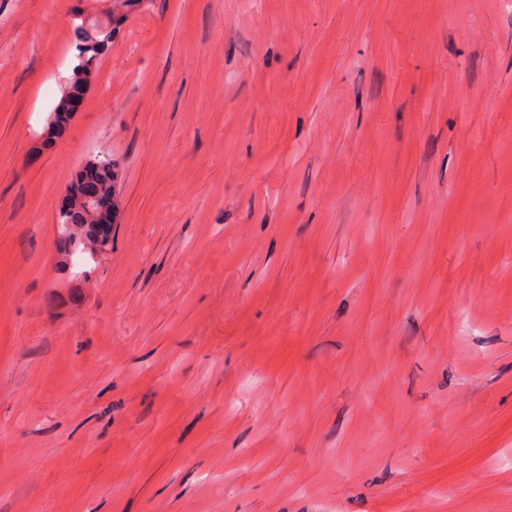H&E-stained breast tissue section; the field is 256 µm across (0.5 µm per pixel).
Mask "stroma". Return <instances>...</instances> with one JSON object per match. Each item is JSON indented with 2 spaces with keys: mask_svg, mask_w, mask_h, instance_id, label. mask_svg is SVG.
Masks as SVG:
<instances>
[{
  "mask_svg": "<svg viewBox=\"0 0 512 512\" xmlns=\"http://www.w3.org/2000/svg\"><path fill=\"white\" fill-rule=\"evenodd\" d=\"M0 512H512V0H0ZM74 36L77 63L72 67L67 86L53 110L54 116L48 124L44 141L47 146L52 145L63 133V124L71 114L67 112H69L72 92L74 90L86 91L95 82L98 62L111 35L109 32L88 30L83 26H78ZM84 180H92L97 184L101 193L112 196L103 197L93 188H86V198L93 201L99 215L102 218L109 215L112 209V224L119 213L120 204L117 191L118 172L117 167L110 158H93L81 167L75 180L69 185L66 199L68 205L60 209L58 213V238L57 243L61 254H65L69 248L77 246L78 249L87 246L99 248L101 253L112 249V239L107 235L99 236L97 224L98 218L92 212L91 206L86 203L79 194V184ZM110 224V223H101ZM68 226L65 234V226Z\"/></svg>",
  "mask_w": 512,
  "mask_h": 512,
  "instance_id": "35a3bbf8",
  "label": "stroma"
}]
</instances>
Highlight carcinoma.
Masks as SVG:
<instances>
[{"label":"carcinoma","instance_id":"cac0c4a2","mask_svg":"<svg viewBox=\"0 0 512 512\" xmlns=\"http://www.w3.org/2000/svg\"><path fill=\"white\" fill-rule=\"evenodd\" d=\"M74 47L77 51V63L72 67L61 97L54 108V116L48 124L45 145L49 146L59 138L64 124L70 117L69 108L72 92L87 90L95 82L97 67L110 33L88 30L82 26L74 32ZM84 180H92L100 192L112 196V217H117L120 204L117 191V167L110 158H93L81 167L75 180L69 185L66 195L68 205L58 213L57 243L61 253L70 248L96 246L103 253L112 249V240L98 233V218L91 206L79 194V184Z\"/></svg>","mask_w":512,"mask_h":512}]
</instances>
